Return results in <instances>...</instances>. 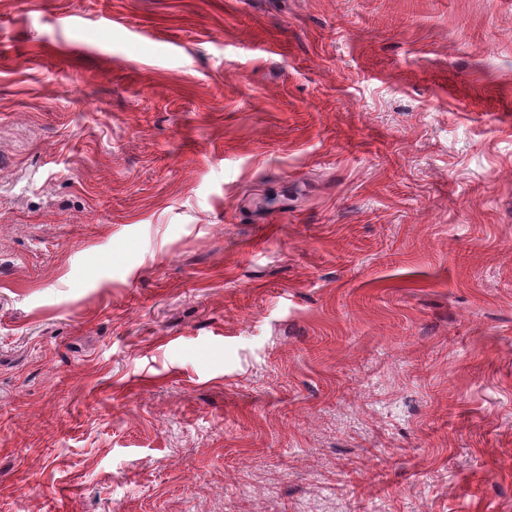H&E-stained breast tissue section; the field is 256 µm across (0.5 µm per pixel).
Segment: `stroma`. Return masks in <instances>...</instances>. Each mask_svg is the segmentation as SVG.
<instances>
[{"label": "stroma", "mask_w": 512, "mask_h": 512, "mask_svg": "<svg viewBox=\"0 0 512 512\" xmlns=\"http://www.w3.org/2000/svg\"><path fill=\"white\" fill-rule=\"evenodd\" d=\"M0 512H512V0H0Z\"/></svg>", "instance_id": "obj_1"}]
</instances>
